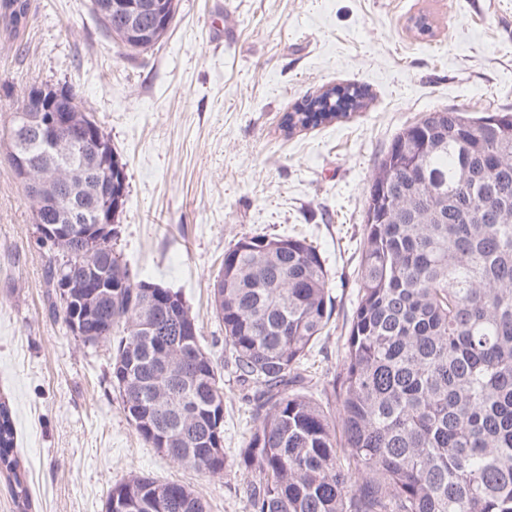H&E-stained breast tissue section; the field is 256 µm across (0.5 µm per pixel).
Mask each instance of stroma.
Segmentation results:
<instances>
[{
  "label": "stroma",
  "instance_id": "35a3bbf8",
  "mask_svg": "<svg viewBox=\"0 0 512 512\" xmlns=\"http://www.w3.org/2000/svg\"><path fill=\"white\" fill-rule=\"evenodd\" d=\"M19 34L0 29V120L32 85H69L126 165L115 227L123 262L182 292L224 380V448L255 422L224 364L213 278L241 237L300 236L320 249L335 298L304 361L333 374L358 301L370 174L395 135L429 110L512 113V0H178L163 41L130 53L90 0H27ZM428 15L432 32L413 29ZM368 91L348 118L285 133V112L335 85ZM21 183L0 148V398L30 512H105L133 474L190 487L209 512H245L246 477L217 478L148 447L110 378L109 345L84 344L46 286Z\"/></svg>",
  "mask_w": 512,
  "mask_h": 512
}]
</instances>
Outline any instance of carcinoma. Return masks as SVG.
Masks as SVG:
<instances>
[{
	"label": "carcinoma",
	"instance_id": "carcinoma-1",
	"mask_svg": "<svg viewBox=\"0 0 512 512\" xmlns=\"http://www.w3.org/2000/svg\"><path fill=\"white\" fill-rule=\"evenodd\" d=\"M112 0L113 41L146 51L169 26L136 16L152 37L126 36L130 4ZM27 0H0L17 32ZM355 84L333 86L283 116L292 133L364 107ZM56 107L93 119L71 92ZM36 173L63 188L81 167L73 147ZM49 287L81 341L112 344L110 375L138 436L163 456L213 477L228 472L224 382L179 291L123 263L112 239L87 258L82 241L39 231ZM75 269L63 299L66 261ZM111 289L95 297L100 275ZM358 293L344 354L322 399L302 360L335 312L319 249L304 239L253 235L224 252L213 284L224 350L254 390L255 426L236 465L250 477L247 512H512V113L425 112L375 165L360 244ZM14 412L0 402V472L30 507L14 455ZM112 512H207L187 486L132 475L110 492Z\"/></svg>",
	"mask_w": 512,
	"mask_h": 512
}]
</instances>
